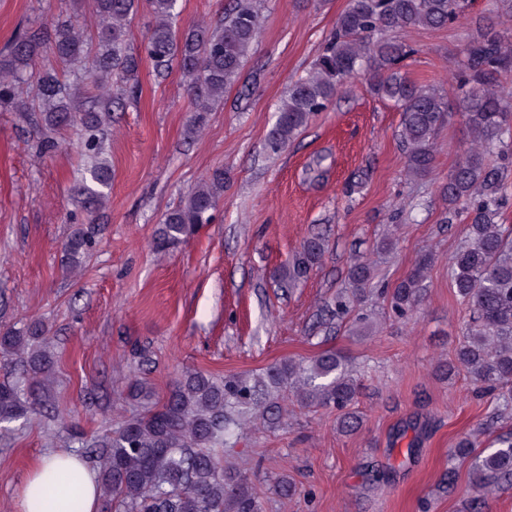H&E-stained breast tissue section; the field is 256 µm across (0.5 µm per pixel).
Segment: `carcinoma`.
<instances>
[{"instance_id": "obj_1", "label": "carcinoma", "mask_w": 512, "mask_h": 512, "mask_svg": "<svg viewBox=\"0 0 512 512\" xmlns=\"http://www.w3.org/2000/svg\"><path fill=\"white\" fill-rule=\"evenodd\" d=\"M178 0H147L152 24L140 45L132 43L131 22L139 0H93L98 24L89 34L67 15L46 32L23 31L0 49V111L30 112L42 146L58 147L55 133L73 128L77 148L89 159L78 192L96 206L108 196L112 167L106 158L104 127L112 99L133 93L140 66L148 62L163 75L176 64L188 79L193 97L192 130L202 131L207 114L224 98L246 66L262 26L261 0H230L213 28H175ZM471 0H348L322 52L306 75L291 83L266 137L277 154L328 110L350 80L364 73L371 93L401 112L398 138L405 151L406 174L424 179L434 171L437 135L460 117L469 144L461 151L440 194L448 203L444 222L468 224L465 243L450 257L448 274L455 295L470 308V320L456 349L455 362L442 365L443 377L463 369L480 389H512V232L500 224L512 205V0H495L494 16L467 39L457 60L454 103L436 89L402 71L415 49L396 38L408 27H455ZM51 53L66 69L35 70ZM224 195V170L216 169L168 211L157 228L153 247L164 252L208 224ZM96 244L94 227L75 229L64 246L67 262L82 263ZM326 252L323 238L312 236L273 278L293 285L306 279ZM428 253L419 255L391 295L396 316L405 319L421 300ZM352 297L336 296V317L350 312L351 299L370 292L371 264L357 258L347 269ZM44 324L22 330L0 329V361L13 365L19 379L0 383V423L53 414L45 379L56 359L47 350ZM358 380L346 357L333 350L309 359H288L256 376L222 377L184 371L163 397L143 379H133L121 396L141 407L110 433L89 436L75 430L78 457L101 462L99 485L112 512H262L246 473L226 465L243 425L255 419L274 429L281 423L282 402L293 395L304 408L333 406L341 412L338 428L354 433L361 426L351 411ZM449 456L469 462L470 512H482L485 495L512 487V431L497 435L488 448L460 438Z\"/></svg>"}]
</instances>
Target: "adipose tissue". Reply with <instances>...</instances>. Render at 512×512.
<instances>
[{
  "label": "adipose tissue",
  "instance_id": "1",
  "mask_svg": "<svg viewBox=\"0 0 512 512\" xmlns=\"http://www.w3.org/2000/svg\"><path fill=\"white\" fill-rule=\"evenodd\" d=\"M73 468L79 470L83 482L82 512H98L96 471L66 452H54L43 457L27 482L29 492L38 490L39 497L31 499L29 492L23 495L21 512H58V503L69 490L68 472Z\"/></svg>",
  "mask_w": 512,
  "mask_h": 512
}]
</instances>
